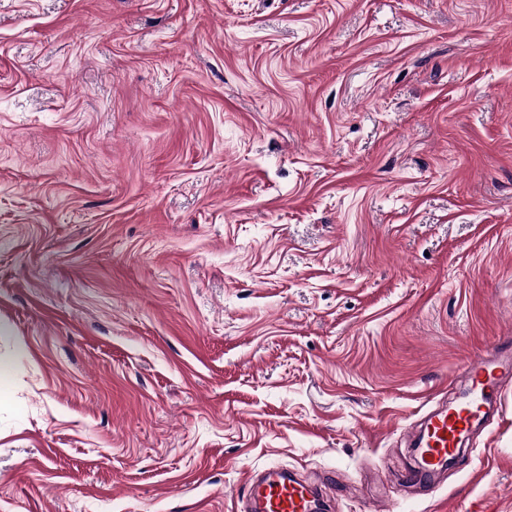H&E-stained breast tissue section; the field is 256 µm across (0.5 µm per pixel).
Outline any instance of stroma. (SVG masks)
<instances>
[{"instance_id": "stroma-1", "label": "stroma", "mask_w": 512, "mask_h": 512, "mask_svg": "<svg viewBox=\"0 0 512 512\" xmlns=\"http://www.w3.org/2000/svg\"><path fill=\"white\" fill-rule=\"evenodd\" d=\"M512 0H0V512H512ZM511 373L512 356H478L466 363V390L461 399L428 411L419 435L414 437L416 479L431 483L447 467L463 439L484 424L496 404L500 405L499 392ZM249 512H317L331 508V500L306 483L283 473L252 477Z\"/></svg>"}]
</instances>
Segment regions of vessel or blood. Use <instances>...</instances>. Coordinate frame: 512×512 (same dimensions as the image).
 I'll return each instance as SVG.
<instances>
[{
  "mask_svg": "<svg viewBox=\"0 0 512 512\" xmlns=\"http://www.w3.org/2000/svg\"><path fill=\"white\" fill-rule=\"evenodd\" d=\"M512 377V356H478L465 366L466 390L453 405L428 411L414 438L417 479L433 482L461 443L482 426L498 402L506 379ZM249 512H327L330 499L306 483L275 471L251 481Z\"/></svg>",
  "mask_w": 512,
  "mask_h": 512,
  "instance_id": "vessel-or-blood-1",
  "label": "vessel or blood"
}]
</instances>
